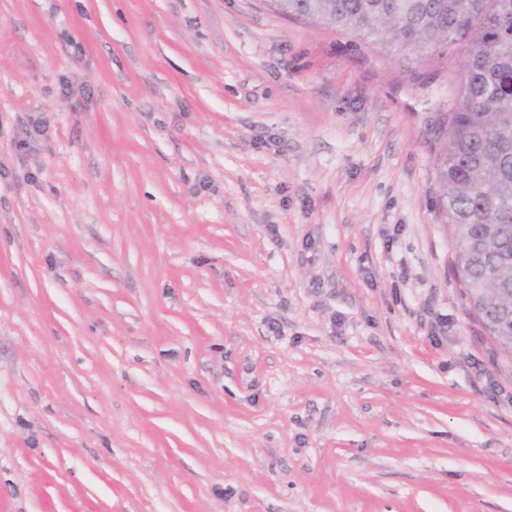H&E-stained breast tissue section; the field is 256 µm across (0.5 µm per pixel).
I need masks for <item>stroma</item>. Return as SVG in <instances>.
Wrapping results in <instances>:
<instances>
[{
    "mask_svg": "<svg viewBox=\"0 0 512 512\" xmlns=\"http://www.w3.org/2000/svg\"><path fill=\"white\" fill-rule=\"evenodd\" d=\"M459 80L268 0H0V512H512Z\"/></svg>",
    "mask_w": 512,
    "mask_h": 512,
    "instance_id": "obj_1",
    "label": "stroma"
}]
</instances>
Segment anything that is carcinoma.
I'll use <instances>...</instances> for the list:
<instances>
[{
	"mask_svg": "<svg viewBox=\"0 0 512 512\" xmlns=\"http://www.w3.org/2000/svg\"><path fill=\"white\" fill-rule=\"evenodd\" d=\"M276 11L407 56L465 54L436 177L469 315L512 354V0H275Z\"/></svg>",
	"mask_w": 512,
	"mask_h": 512,
	"instance_id": "cac0c4a2",
	"label": "carcinoma"
}]
</instances>
